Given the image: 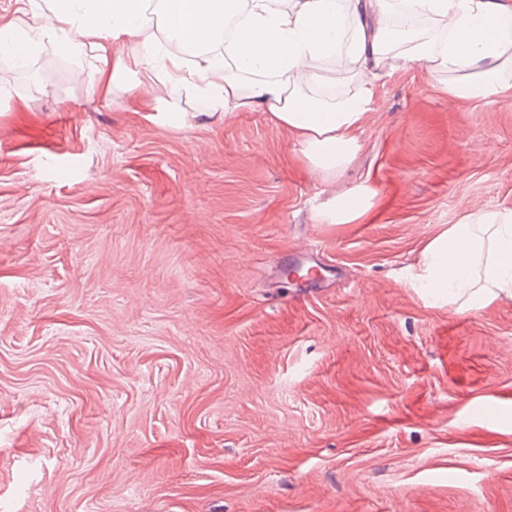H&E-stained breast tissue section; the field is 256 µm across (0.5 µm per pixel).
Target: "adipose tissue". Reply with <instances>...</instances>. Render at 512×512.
Masks as SVG:
<instances>
[{"instance_id": "obj_1", "label": "adipose tissue", "mask_w": 512, "mask_h": 512, "mask_svg": "<svg viewBox=\"0 0 512 512\" xmlns=\"http://www.w3.org/2000/svg\"><path fill=\"white\" fill-rule=\"evenodd\" d=\"M406 3L429 26L394 33L393 0H21L34 24L0 35V49L22 58L45 38L78 57L115 46L91 83L104 89L151 71L175 93L160 107L169 121L180 120L182 95L203 113L265 108L330 193L320 222L345 224L376 197L343 183L373 91L320 99L314 89L362 78L397 50L407 65L447 73L450 99L512 93V0ZM414 282L474 305L494 291L512 297V208L464 216L430 240Z\"/></svg>"}]
</instances>
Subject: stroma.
<instances>
[{"mask_svg": "<svg viewBox=\"0 0 512 512\" xmlns=\"http://www.w3.org/2000/svg\"><path fill=\"white\" fill-rule=\"evenodd\" d=\"M98 64L0 54V512H512V298L410 285L512 208V98L389 58L345 175L376 205L322 224L268 112L175 125Z\"/></svg>", "mask_w": 512, "mask_h": 512, "instance_id": "stroma-1", "label": "stroma"}]
</instances>
